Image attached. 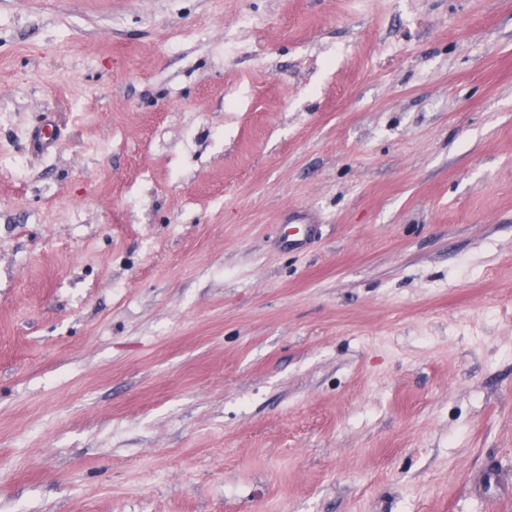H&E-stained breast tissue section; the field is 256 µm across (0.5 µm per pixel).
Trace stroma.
<instances>
[{
    "label": "stroma",
    "mask_w": 512,
    "mask_h": 512,
    "mask_svg": "<svg viewBox=\"0 0 512 512\" xmlns=\"http://www.w3.org/2000/svg\"><path fill=\"white\" fill-rule=\"evenodd\" d=\"M0 512H512V0H0Z\"/></svg>",
    "instance_id": "obj_1"
}]
</instances>
